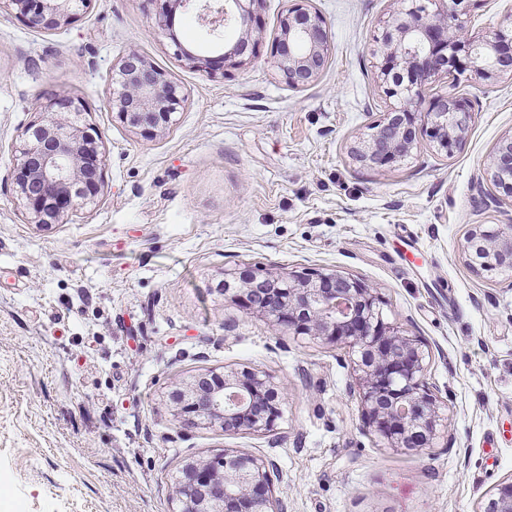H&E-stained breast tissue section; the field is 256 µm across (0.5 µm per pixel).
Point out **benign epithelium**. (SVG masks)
Here are the masks:
<instances>
[{
  "label": "benign epithelium",
  "instance_id": "7a95c632",
  "mask_svg": "<svg viewBox=\"0 0 512 512\" xmlns=\"http://www.w3.org/2000/svg\"><path fill=\"white\" fill-rule=\"evenodd\" d=\"M156 26L169 28L176 8L191 0H152ZM259 0H207L200 17L217 32L235 20L240 37L213 56L175 43V54L212 77L227 75L256 57L261 19ZM93 0H0V12L45 32L79 21ZM385 52L379 63L387 97L396 101L351 146L364 167H392L419 147V136L453 153L468 130V103L450 92L419 111L422 89L460 66V58L486 78L512 77V33L499 31L480 41L449 21L448 13L410 8L382 32ZM331 43L326 22L311 0H290L281 20V37L271 49L273 66L291 87L314 82L328 64ZM112 117L144 138L168 129L186 104L182 87L138 51H127L114 69ZM45 116L25 129L11 180L29 223L49 228L63 223L69 210L97 204L104 195L105 159L97 129L82 119L90 112L81 97L56 93L41 105ZM489 181L512 197V136L501 139L488 163ZM478 247L484 271L512 270V225L488 235L471 230L465 249ZM224 298L243 313L261 318L280 336H306L351 350L349 390L358 396L363 426L385 447L422 452L448 441V415L427 386L424 343L383 312L385 299L360 278L336 272L290 271L240 265L218 283ZM285 397L270 377L245 367L209 370L178 382L167 405L184 429L218 426L224 434L270 433L283 415ZM176 512H277L267 462L228 448L186 462L172 491ZM483 512H512V481L490 494Z\"/></svg>",
  "mask_w": 512,
  "mask_h": 512
}]
</instances>
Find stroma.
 <instances>
[{
    "mask_svg": "<svg viewBox=\"0 0 512 512\" xmlns=\"http://www.w3.org/2000/svg\"><path fill=\"white\" fill-rule=\"evenodd\" d=\"M287 0H260V53L209 78L175 53L211 38L192 10L157 30L150 0H94L45 33L0 13V512H175L182 465L229 447L266 459L280 512H479L512 477V272L463 251L473 228L512 225L487 177L512 135V78L465 71L425 87L471 106L453 153L422 141L400 164L360 167L351 144L391 101L376 41L403 0H312L332 52L311 85L279 79L269 51ZM472 36L512 28V0H430ZM187 103L146 140L109 106L129 49ZM68 92L102 134L108 188L66 223L30 224L10 185L45 98ZM242 263L365 279L389 320L420 337L452 447L404 452L365 430L351 353L278 339L215 290ZM269 374L288 404L271 433L177 426L174 382L208 370Z\"/></svg>",
    "mask_w": 512,
    "mask_h": 512,
    "instance_id": "obj_1",
    "label": "stroma"
}]
</instances>
